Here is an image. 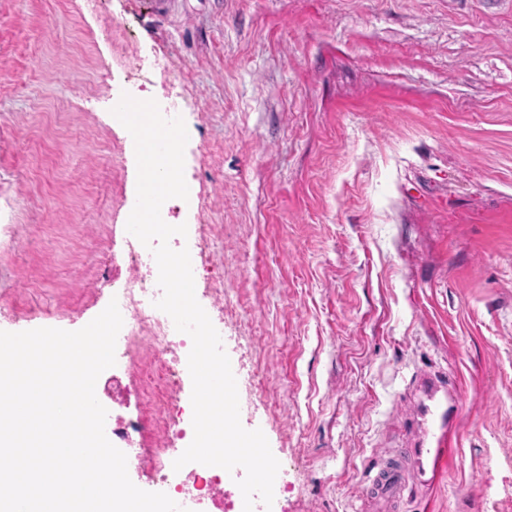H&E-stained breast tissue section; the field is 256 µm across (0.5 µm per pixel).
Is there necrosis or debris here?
I'll list each match as a JSON object with an SVG mask.
<instances>
[{
  "instance_id": "necrosis-or-debris-1",
  "label": "necrosis or debris",
  "mask_w": 512,
  "mask_h": 512,
  "mask_svg": "<svg viewBox=\"0 0 512 512\" xmlns=\"http://www.w3.org/2000/svg\"><path fill=\"white\" fill-rule=\"evenodd\" d=\"M127 243L122 262L128 268V276L112 282V295L118 301L125 333V345L116 353V363L129 370L137 352L151 356L148 377L154 384V406L162 424L163 443L181 452L193 439L191 417L180 399L192 341L155 306L162 290L157 284L158 269L152 252L135 237H128ZM127 466L152 474L185 512H226L227 475L222 468L201 465L186 473L177 472L166 461L141 455L128 459Z\"/></svg>"
}]
</instances>
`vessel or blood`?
I'll return each mask as SVG.
<instances>
[{"mask_svg": "<svg viewBox=\"0 0 512 512\" xmlns=\"http://www.w3.org/2000/svg\"><path fill=\"white\" fill-rule=\"evenodd\" d=\"M423 398L418 405L422 432L415 443L385 451L387 462L365 487L364 493L387 507H395L410 485L435 484L457 451L451 422L458 413L460 384H447L433 375L420 382Z\"/></svg>", "mask_w": 512, "mask_h": 512, "instance_id": "vessel-or-blood-1", "label": "vessel or blood"}]
</instances>
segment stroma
<instances>
[{
    "label": "stroma",
    "instance_id": "35a3bbf8",
    "mask_svg": "<svg viewBox=\"0 0 512 512\" xmlns=\"http://www.w3.org/2000/svg\"><path fill=\"white\" fill-rule=\"evenodd\" d=\"M133 86L182 97L174 221L224 274L286 512H376L422 373L462 383L461 451L395 512H512V0H0L1 330L109 304ZM130 385L100 397L121 421L150 412Z\"/></svg>",
    "mask_w": 512,
    "mask_h": 512
}]
</instances>
